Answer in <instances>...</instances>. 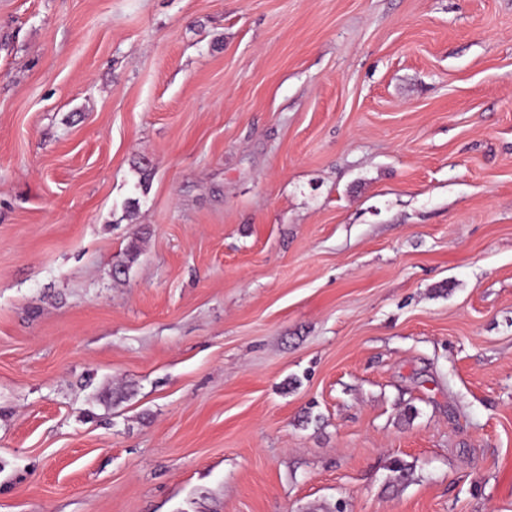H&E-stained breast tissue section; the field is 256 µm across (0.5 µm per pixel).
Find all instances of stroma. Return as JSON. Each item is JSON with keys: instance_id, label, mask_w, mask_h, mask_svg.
Masks as SVG:
<instances>
[{"instance_id": "35a3bbf8", "label": "stroma", "mask_w": 512, "mask_h": 512, "mask_svg": "<svg viewBox=\"0 0 512 512\" xmlns=\"http://www.w3.org/2000/svg\"><path fill=\"white\" fill-rule=\"evenodd\" d=\"M338 506L512 512V0H0V512Z\"/></svg>"}]
</instances>
